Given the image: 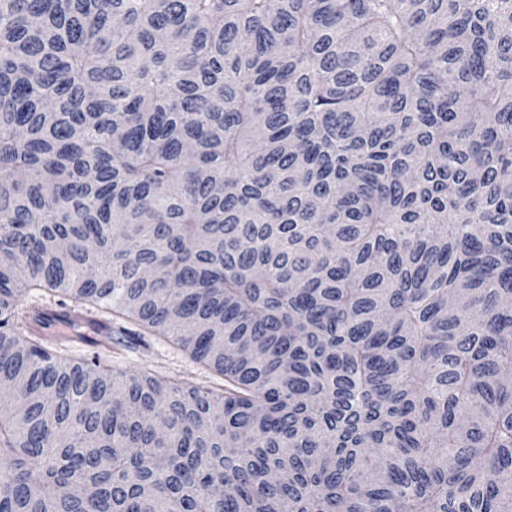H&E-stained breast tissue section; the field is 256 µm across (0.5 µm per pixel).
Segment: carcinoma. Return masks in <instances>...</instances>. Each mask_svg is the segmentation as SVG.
<instances>
[{
  "mask_svg": "<svg viewBox=\"0 0 512 512\" xmlns=\"http://www.w3.org/2000/svg\"><path fill=\"white\" fill-rule=\"evenodd\" d=\"M0 512H512V0H0ZM59 297H54L45 291L34 290L27 292L21 299V306L27 312H40L45 308L60 306ZM112 346L109 349L94 345L98 339H80L87 336V328L78 323L65 329L67 335H58L54 329L47 332L52 336L54 346L70 359L90 360L99 354L102 363L115 372L145 373L161 380L182 382L198 387L217 390L223 385V377L206 366L194 361L189 353L167 338L140 330L136 325L120 319H113L109 327Z\"/></svg>",
  "mask_w": 512,
  "mask_h": 512,
  "instance_id": "1",
  "label": "carcinoma"
}]
</instances>
